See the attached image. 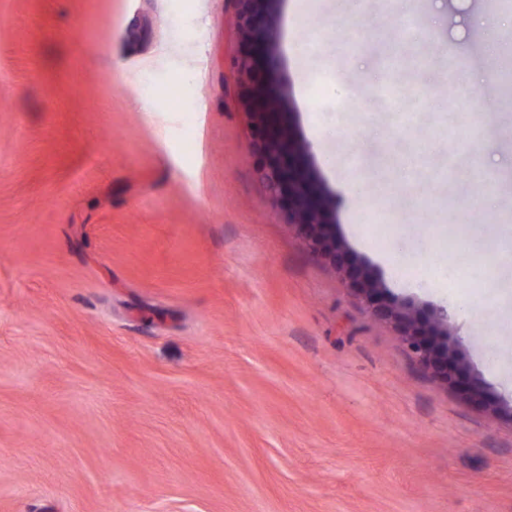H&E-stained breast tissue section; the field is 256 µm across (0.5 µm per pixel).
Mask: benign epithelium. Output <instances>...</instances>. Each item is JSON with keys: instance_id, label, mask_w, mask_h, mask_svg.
<instances>
[{"instance_id": "benign-epithelium-1", "label": "benign epithelium", "mask_w": 512, "mask_h": 512, "mask_svg": "<svg viewBox=\"0 0 512 512\" xmlns=\"http://www.w3.org/2000/svg\"><path fill=\"white\" fill-rule=\"evenodd\" d=\"M280 2L238 0V33L244 49L238 69L246 86L253 144L261 156V178L272 201L287 213L288 224L314 250L344 272L374 319L400 328L408 349L426 371L477 405L491 406L475 382L462 373L457 347L448 340V329L441 320L390 299L369 268L351 260L345 245L336 238L331 203L307 165V147L291 134L285 120L287 93L273 73Z\"/></svg>"}]
</instances>
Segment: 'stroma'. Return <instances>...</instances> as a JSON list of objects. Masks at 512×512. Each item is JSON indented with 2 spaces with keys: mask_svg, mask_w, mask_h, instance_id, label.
Wrapping results in <instances>:
<instances>
[{
  "mask_svg": "<svg viewBox=\"0 0 512 512\" xmlns=\"http://www.w3.org/2000/svg\"><path fill=\"white\" fill-rule=\"evenodd\" d=\"M237 14L0 0V512H512V416L433 378L269 199ZM275 76L337 238L512 406V0H282ZM465 212L497 242L478 297L433 276Z\"/></svg>",
  "mask_w": 512,
  "mask_h": 512,
  "instance_id": "1",
  "label": "stroma"
}]
</instances>
